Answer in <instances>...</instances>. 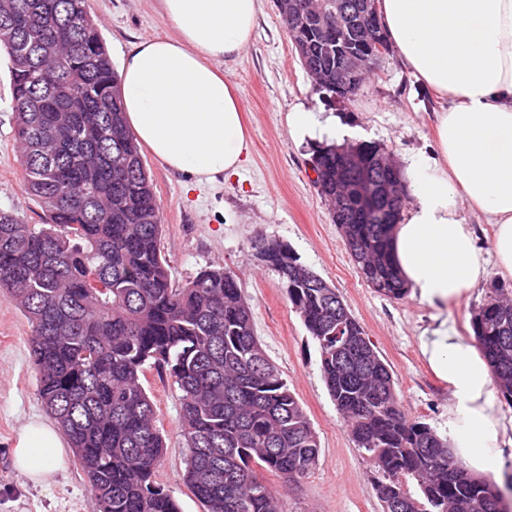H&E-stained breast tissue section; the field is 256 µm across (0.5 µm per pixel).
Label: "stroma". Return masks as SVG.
<instances>
[{"label":"stroma","mask_w":512,"mask_h":512,"mask_svg":"<svg viewBox=\"0 0 512 512\" xmlns=\"http://www.w3.org/2000/svg\"><path fill=\"white\" fill-rule=\"evenodd\" d=\"M113 65L141 39L175 36L158 0H89ZM246 106L249 157L238 174L205 184L169 171L151 152L143 157L163 214L164 251L171 279L181 285L207 266H221L241 281L254 329L269 359L303 406L320 445L317 466L299 483L275 487L281 512H382L372 485V465L356 447L320 372V352L292 308L279 273L262 266L251 242L258 237L287 243L301 262L339 290L371 342L390 365L406 415L450 435L446 383L430 370L419 336L435 317L448 319L461 335L472 336V319L492 285L512 287L488 262L484 282L467 300L435 308L417 296L379 297L360 279L313 183L312 143H297L287 114L299 105L325 106L344 123L362 129V138L387 145L400 168L431 151L434 119L443 103L402 65L397 52L378 64L351 100L324 103L295 55L274 0H261L252 39L242 54L221 62ZM10 73L0 53V209L28 223L40 221V207L24 191V172L13 135ZM30 328L12 295L0 289V512H91V491L71 450L54 472L34 483L13 464V448L32 420L47 419L37 390L29 348ZM144 385L157 411L165 453L157 481L181 512H204L185 483L188 449L179 429L176 385L148 369Z\"/></svg>","instance_id":"1"}]
</instances>
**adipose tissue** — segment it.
I'll list each match as a JSON object with an SVG mask.
<instances>
[{"instance_id": "adipose-tissue-1", "label": "adipose tissue", "mask_w": 512, "mask_h": 512, "mask_svg": "<svg viewBox=\"0 0 512 512\" xmlns=\"http://www.w3.org/2000/svg\"><path fill=\"white\" fill-rule=\"evenodd\" d=\"M259 0H159L177 28L147 39L120 70L125 119L169 169L198 183L236 173L249 149L241 94L219 69L250 43ZM388 41L418 82L445 99L436 150L407 169L413 198L393 250L425 302H458L486 277L487 259L462 209L494 226L493 252L512 276V0H377ZM293 138L342 142L355 130L305 106L287 115ZM435 375L448 385L454 450L477 475H500L508 430L493 411L489 366L447 321L420 336ZM57 428L29 423L13 448L18 469L48 478L62 452Z\"/></svg>"}]
</instances>
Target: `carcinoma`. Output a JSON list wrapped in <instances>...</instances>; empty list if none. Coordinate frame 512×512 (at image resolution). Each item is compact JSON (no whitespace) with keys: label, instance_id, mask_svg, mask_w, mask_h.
<instances>
[{"label":"carcinoma","instance_id":"carcinoma-1","mask_svg":"<svg viewBox=\"0 0 512 512\" xmlns=\"http://www.w3.org/2000/svg\"><path fill=\"white\" fill-rule=\"evenodd\" d=\"M287 34L296 53L310 46L314 66L331 63L326 48L345 37L334 26ZM0 49L25 192L42 210L29 224L0 209V288L28 320L38 395L87 476L91 512H180L156 482L164 438L143 382L150 368L180 392L184 477L205 512H279L264 474L299 482L318 463L317 436L255 335L236 275L207 267L173 284L154 185L88 0H0ZM312 167L324 184L336 156L318 146ZM348 211L356 220L340 228L357 273L379 296L403 299L395 225L354 201ZM253 250L318 344L383 512H506L448 438L405 415L389 365L338 289L280 240L259 238ZM472 331L512 405V290L491 291Z\"/></svg>","mask_w":512,"mask_h":512}]
</instances>
